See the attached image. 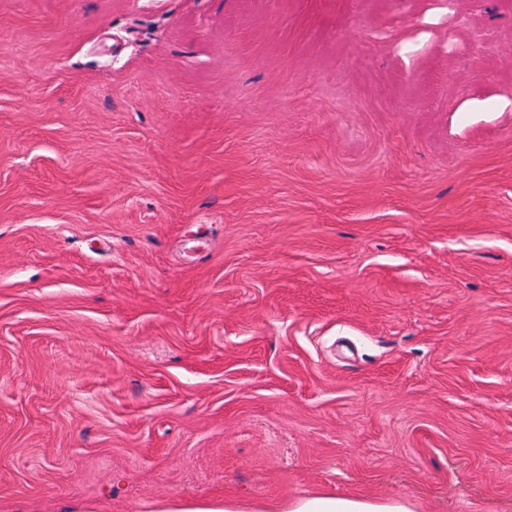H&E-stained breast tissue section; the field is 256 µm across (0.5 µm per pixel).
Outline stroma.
<instances>
[{"label": "stroma", "instance_id": "stroma-1", "mask_svg": "<svg viewBox=\"0 0 512 512\" xmlns=\"http://www.w3.org/2000/svg\"><path fill=\"white\" fill-rule=\"evenodd\" d=\"M512 512V0H0V512ZM278 512H415L413 506L402 499L371 501L333 494L301 497L281 505ZM258 505L243 504L235 500L225 499L223 507H176L173 509H161V512H265Z\"/></svg>", "mask_w": 512, "mask_h": 512}]
</instances>
